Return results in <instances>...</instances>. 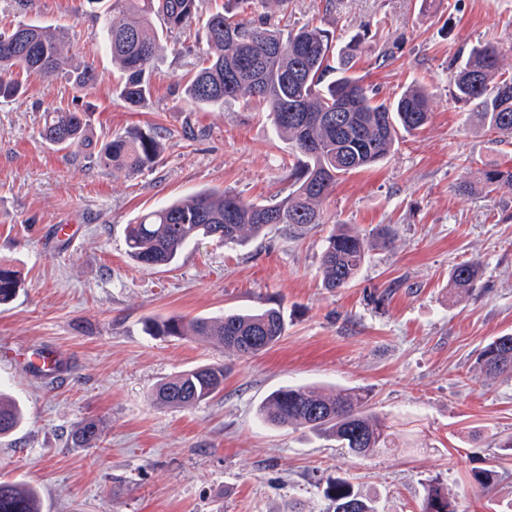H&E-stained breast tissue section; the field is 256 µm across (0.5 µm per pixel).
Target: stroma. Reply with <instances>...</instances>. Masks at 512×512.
Wrapping results in <instances>:
<instances>
[{"label": "stroma", "instance_id": "35a3bbf8", "mask_svg": "<svg viewBox=\"0 0 512 512\" xmlns=\"http://www.w3.org/2000/svg\"><path fill=\"white\" fill-rule=\"evenodd\" d=\"M271 18L343 41L363 35L364 85L390 98L415 79L436 98L423 129L343 177L325 202L329 224L397 231L393 247L370 251L352 285L333 293L319 272L322 230L296 239L279 226L232 246L204 239L151 270L127 254L126 225L167 201L205 189L247 200L291 190L289 146L267 112L186 99L203 25L166 37L153 96L132 109L114 93L119 73L98 8L0 0V21L64 29L70 54L99 75L83 95L64 79L32 77L0 103V262L20 280L0 306V390L25 415L0 438V481L36 489L42 512H327L323 490L336 477L380 512H421L434 478L459 512L512 499V461L494 446L512 435V381L485 379L478 364L490 340L512 334V191L489 194L475 181L482 164L512 166V142L477 129L451 94V64L474 45L493 43L512 73V0H283ZM75 105L90 116V144L76 155L39 136L45 111ZM134 128L157 132L160 162L117 175L99 167L103 136ZM464 180L474 186L461 195ZM55 224L76 225L78 239H50ZM464 261L481 280L456 294L449 275ZM265 306L283 310L286 330L252 357L146 330L152 318ZM46 347L65 358L64 379L34 378L19 362ZM205 364L223 366V392L188 409L152 405L161 380ZM286 385L368 390L395 449L359 458L261 422L259 405ZM87 423L100 443L75 446L72 433ZM476 470L497 471L494 486L475 484Z\"/></svg>", "mask_w": 512, "mask_h": 512}]
</instances>
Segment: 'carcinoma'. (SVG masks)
<instances>
[{"mask_svg":"<svg viewBox=\"0 0 512 512\" xmlns=\"http://www.w3.org/2000/svg\"><path fill=\"white\" fill-rule=\"evenodd\" d=\"M112 14L122 19L105 26V46L121 73L115 94L130 108L150 98L158 47L164 35L186 30L199 18V0H110ZM269 0H224L204 21L206 48L195 72L185 84L190 103L224 108L239 101L265 107L279 135L288 140L296 159L289 169L292 190L283 198L247 201L224 190L200 192L187 202L149 210L127 225L130 258L145 269L176 262L181 252L199 238L224 245L237 244L246 232L259 236L277 224L300 238L328 223L323 204L339 180L384 161L400 134H412L430 121L434 93L411 82L392 99H379L352 73L361 54V40L351 37L334 43L328 31L308 24L283 30L271 26L262 10ZM64 31L35 23L0 28V99L18 96L33 75L66 77L73 87L88 90L96 80L94 68L61 53ZM452 95L471 107L469 119L501 137L512 138V74L499 67L497 48L472 47L455 63ZM87 113L75 108L44 113L40 135L61 150L89 145ZM161 146L154 133L134 128L114 135L96 153L99 166L114 173L153 168ZM492 193L512 190V167L489 166L480 171ZM396 231L385 224L370 235L335 224L325 238L320 271L323 287L334 291L350 286L370 248H388ZM458 292L477 287L478 268L456 264L450 275ZM19 287L10 266L0 265V305L9 303ZM155 336L216 340L237 356H252L273 347L285 332L280 309L265 307L224 318L170 317L152 321ZM486 375L512 379V336L491 341L480 355ZM224 367L204 365L182 371L158 383L151 402L158 408L197 406L222 392ZM261 420L279 428L307 429L358 457L388 448L392 426L372 408L370 392L360 388L322 393L305 386L273 391L259 406ZM25 419L13 401L0 395V438L10 435ZM100 440L95 425L87 423L73 442L91 448ZM324 497L332 512H378L375 502L354 491L345 479L327 483ZM0 512H42L38 494L17 483L0 482ZM422 512H457L440 482L429 485Z\"/></svg>","mask_w":512,"mask_h":512,"instance_id":"cac0c4a2","label":"carcinoma"}]
</instances>
